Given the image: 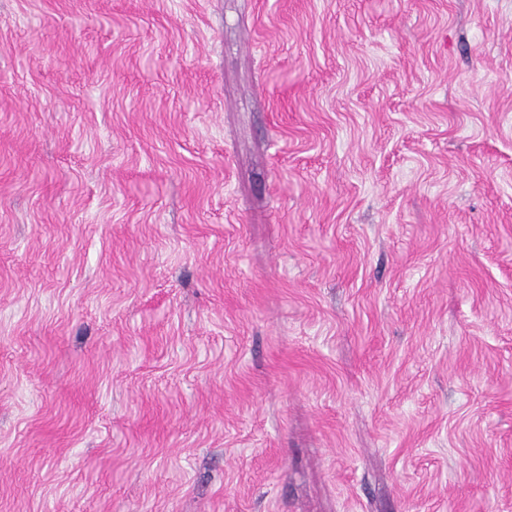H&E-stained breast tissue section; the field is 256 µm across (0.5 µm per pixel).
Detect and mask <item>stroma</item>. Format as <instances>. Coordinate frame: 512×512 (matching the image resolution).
I'll use <instances>...</instances> for the list:
<instances>
[{"label": "stroma", "instance_id": "35a3bbf8", "mask_svg": "<svg viewBox=\"0 0 512 512\" xmlns=\"http://www.w3.org/2000/svg\"><path fill=\"white\" fill-rule=\"evenodd\" d=\"M0 512H512V0H0Z\"/></svg>", "mask_w": 512, "mask_h": 512}]
</instances>
